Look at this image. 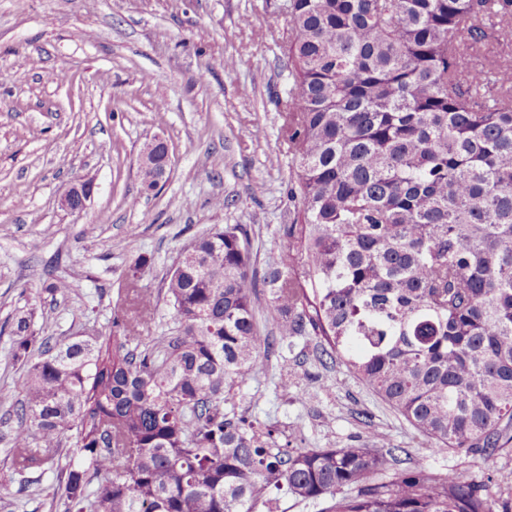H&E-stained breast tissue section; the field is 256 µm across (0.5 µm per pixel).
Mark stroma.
I'll return each instance as SVG.
<instances>
[{
    "label": "stroma",
    "mask_w": 512,
    "mask_h": 512,
    "mask_svg": "<svg viewBox=\"0 0 512 512\" xmlns=\"http://www.w3.org/2000/svg\"><path fill=\"white\" fill-rule=\"evenodd\" d=\"M283 0H0V390L24 371L9 356V319L34 309L40 336L109 332L125 279L157 297L141 336L174 328L164 279L194 237L244 224L256 267L279 259L295 212L292 162L278 100L291 83ZM170 148L169 179L140 192L147 143ZM78 177L95 191L79 214L58 198ZM262 191H255V183ZM67 282V292L46 285ZM299 374L284 390V371ZM226 408L259 421L279 447L375 445L490 482L512 506V443L489 461L433 451L403 417L315 339L265 352Z\"/></svg>",
    "instance_id": "obj_1"
}]
</instances>
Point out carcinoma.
Here are the masks:
<instances>
[{
  "mask_svg": "<svg viewBox=\"0 0 512 512\" xmlns=\"http://www.w3.org/2000/svg\"><path fill=\"white\" fill-rule=\"evenodd\" d=\"M288 16L285 252L259 271L246 226L197 236L165 278L176 327L142 348L123 315L107 336L55 340L17 315L26 378L0 397L20 411L17 494L56 471L64 512H256L273 489L328 512H497L455 471L417 460L381 481L392 450L280 449L224 412L269 349L266 295L280 340L317 339L322 364L341 361L429 446L487 461L512 442V64L459 65L482 18L512 29V0H288ZM165 164L159 147L142 193Z\"/></svg>",
  "mask_w": 512,
  "mask_h": 512,
  "instance_id": "1",
  "label": "carcinoma"
}]
</instances>
